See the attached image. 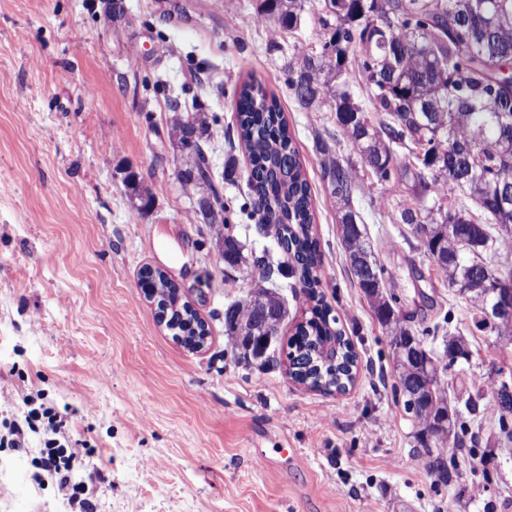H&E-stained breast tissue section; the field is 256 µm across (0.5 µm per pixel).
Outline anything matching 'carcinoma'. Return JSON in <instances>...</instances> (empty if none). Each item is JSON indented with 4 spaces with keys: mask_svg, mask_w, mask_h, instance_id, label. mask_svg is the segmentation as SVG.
I'll list each match as a JSON object with an SVG mask.
<instances>
[{
    "mask_svg": "<svg viewBox=\"0 0 512 512\" xmlns=\"http://www.w3.org/2000/svg\"><path fill=\"white\" fill-rule=\"evenodd\" d=\"M311 17L322 29L319 48L285 58L288 89L306 111L334 114L337 132L351 145L377 185L399 186L413 204L398 209L395 223L410 226L437 273L461 289L466 274L494 275L486 246L512 224V208L498 202V184L512 180V0H259L255 21L273 34L295 31ZM170 135L180 151L177 178L204 186L193 220L209 225L215 245L231 267L243 261V245L224 216L202 146L206 123L172 100ZM236 134L247 153L251 216L271 224L282 258L253 260L261 283L296 277L313 303L311 317L288 343L289 366L309 384L340 389L356 353L319 288V246L309 182L278 97L253 79L235 91ZM321 179L341 206L340 229L355 284L373 304L395 355L393 390L422 433L440 416L447 429L436 448L464 445L463 413L477 410L480 395L448 402L434 376L445 370L426 349L427 327L402 313L385 295L388 271L377 263L355 202L361 194L355 166L316 137ZM406 150L405 161L399 151ZM282 302L268 288L230 304L224 333L232 358L248 362L245 337L260 345L263 331L277 330ZM167 326L193 341L187 322L168 309ZM499 433L512 441V406H497ZM417 456L438 485L457 472L455 457Z\"/></svg>",
    "mask_w": 512,
    "mask_h": 512,
    "instance_id": "carcinoma-1",
    "label": "carcinoma"
}]
</instances>
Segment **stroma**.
Here are the masks:
<instances>
[{"mask_svg":"<svg viewBox=\"0 0 512 512\" xmlns=\"http://www.w3.org/2000/svg\"><path fill=\"white\" fill-rule=\"evenodd\" d=\"M257 4L0 0V512H512V442L499 439L496 401L482 387L512 378V343L476 329L473 307L395 223L401 191L366 185L356 208L390 274L387 293L416 320L450 317L471 356L441 384L452 399L481 395L459 478L435 484L320 179L315 135L335 132L333 118L300 110L281 70L284 55L319 44L320 29L306 22L270 50ZM250 77L278 96L311 185L323 291L358 354L342 395L296 384L287 361L263 368L225 353L224 311L258 282L250 264L225 265L208 225L190 219L204 191L176 176L167 99L205 116L229 221L247 250L271 249L273 236L240 212L248 163L227 137L234 91ZM132 174L152 196L147 213L126 187ZM146 265L207 323L202 350L159 324L137 286ZM277 291L283 353L309 304L297 279L278 280ZM34 408L53 409L63 442L76 446L75 497L61 494L39 434L12 435ZM258 454L270 468L254 465Z\"/></svg>","mask_w":512,"mask_h":512,"instance_id":"obj_1","label":"stroma"}]
</instances>
